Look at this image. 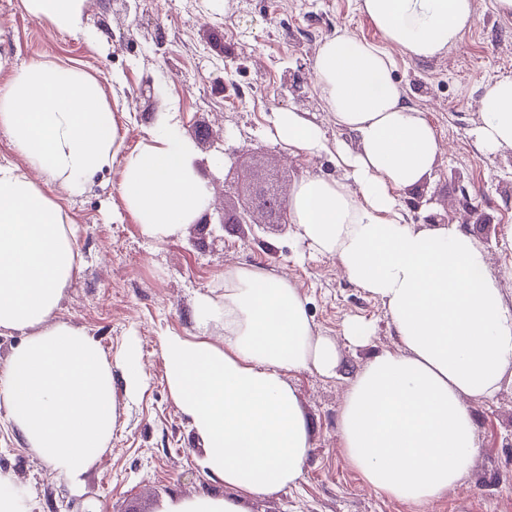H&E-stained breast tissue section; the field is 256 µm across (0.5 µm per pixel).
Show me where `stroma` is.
<instances>
[{
	"instance_id": "stroma-1",
	"label": "stroma",
	"mask_w": 512,
	"mask_h": 512,
	"mask_svg": "<svg viewBox=\"0 0 512 512\" xmlns=\"http://www.w3.org/2000/svg\"><path fill=\"white\" fill-rule=\"evenodd\" d=\"M476 18L463 43L431 59L391 48L393 77L412 107L426 112L446 145L433 172L399 198L413 224L447 216L487 253L512 302V149H477L472 129L482 85L512 76V17L495 0H475ZM85 33L57 30L34 17L25 0H0V85L32 63L71 66L94 77L118 114L123 151L149 139L160 108L175 112L184 130L205 122L211 139L196 145L194 165L213 186L206 224L163 242L149 239L121 195L122 162L74 190L49 182L43 190L77 224L78 271L68 282L59 320L85 330L103 352L119 358L136 344L146 382L128 401L124 376L114 369L117 401L112 441L104 455L71 487L29 448L0 406V468L30 492L36 512H163L167 502L224 484L201 467L202 445L172 397L161 339L196 334L192 309L199 294L224 299V272L260 265L288 274L317 335L339 344L335 376L306 371L290 379L311 429L310 453L297 485L249 502V512H409L405 504L370 488L346 461L337 429L350 376L395 341L382 304L339 271L335 256L310 252L296 226L236 224L210 232L224 211L240 208L246 188L265 177L277 159V185L292 192L309 174L338 175L329 150L345 134L326 111L311 70L324 16L334 29L373 42L380 36L356 0H83ZM300 74V95L285 77ZM308 113L321 126L327 152L309 155L269 136L274 113ZM478 206L468 215L462 204ZM361 318L372 326L367 345L343 342V326ZM469 409L478 443L460 488L427 512H512V381Z\"/></svg>"
}]
</instances>
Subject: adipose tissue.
<instances>
[{
  "mask_svg": "<svg viewBox=\"0 0 512 512\" xmlns=\"http://www.w3.org/2000/svg\"><path fill=\"white\" fill-rule=\"evenodd\" d=\"M61 31H84L82 0H26ZM381 36L344 31L322 40L315 83L337 127L339 177L310 175L288 201L301 239L335 255L344 274L385 307L397 341L351 379L338 439L363 482L411 512L447 496L467 477L477 449L468 399H492L512 367V305L482 247L455 224L409 223L401 190L431 173L441 143L425 113L406 103L391 48L430 59L459 46L474 0H357ZM0 126L27 169L0 161V329L23 334L0 364V405L27 448L70 485L104 454L115 426L112 362L82 329L56 321L75 274V231L35 175L70 188L123 163L121 195L144 234L180 235L206 210L210 191L193 166L194 144L173 112L156 116L149 143L122 152L114 112L95 78L37 63L0 89ZM277 138L314 155L320 126L275 113ZM484 152L512 149V76L483 86L473 128ZM197 336L163 337L166 382L202 442L201 466L223 481L166 512H246L247 500L296 485L311 433L288 377L332 376L331 340L317 336L287 275L256 265L224 272V299L201 295ZM224 329L223 344L211 329Z\"/></svg>",
  "mask_w": 512,
  "mask_h": 512,
  "instance_id": "ef3b65f1",
  "label": "adipose tissue"
}]
</instances>
